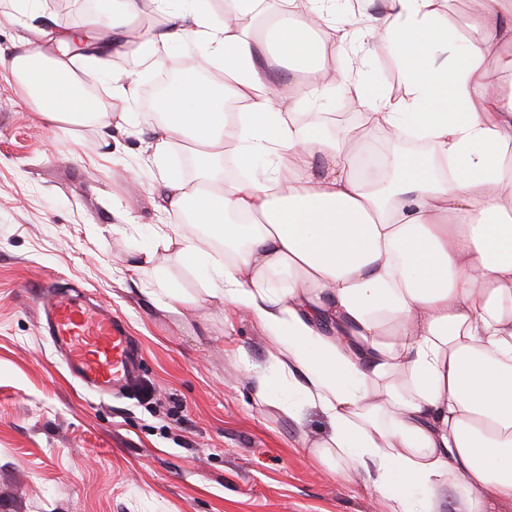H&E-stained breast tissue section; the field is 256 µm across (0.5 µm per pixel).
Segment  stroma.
I'll list each match as a JSON object with an SVG mask.
<instances>
[{
  "instance_id": "1",
  "label": "stroma",
  "mask_w": 512,
  "mask_h": 512,
  "mask_svg": "<svg viewBox=\"0 0 512 512\" xmlns=\"http://www.w3.org/2000/svg\"><path fill=\"white\" fill-rule=\"evenodd\" d=\"M82 0H0V50L50 47L83 30ZM364 77L401 95L386 47L355 41ZM150 125L50 123L0 77V512H386L354 469L338 475L308 449L327 424L263 403L269 344L249 319L225 318L176 260L170 281L192 297L156 307L126 257L176 223L165 210ZM77 289L121 316L143 352L127 391L102 396L68 374L41 336L38 283ZM148 387L150 398L139 395Z\"/></svg>"
}]
</instances>
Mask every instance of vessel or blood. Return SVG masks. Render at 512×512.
<instances>
[{
    "instance_id": "vessel-or-blood-1",
    "label": "vessel or blood",
    "mask_w": 512,
    "mask_h": 512,
    "mask_svg": "<svg viewBox=\"0 0 512 512\" xmlns=\"http://www.w3.org/2000/svg\"><path fill=\"white\" fill-rule=\"evenodd\" d=\"M40 331L60 351L71 375L88 389L109 395L135 378L140 353L125 324L102 306L43 290L37 301Z\"/></svg>"
}]
</instances>
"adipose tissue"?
Instances as JSON below:
<instances>
[{"mask_svg": "<svg viewBox=\"0 0 512 512\" xmlns=\"http://www.w3.org/2000/svg\"><path fill=\"white\" fill-rule=\"evenodd\" d=\"M151 2L165 26L142 27L141 0H100L85 29H108L113 55L156 69L159 47H204L157 103L159 184L188 218L161 239L225 315L266 337L278 385L258 378L261 400L293 418L318 410L329 429L314 457L354 465L389 512L512 506V86L486 80L512 79V0H477L467 40L438 0H385L366 35L403 67L397 99L354 67L328 69L349 37L338 0H224L220 20L208 0ZM71 43L20 42L0 69L44 120L129 121L135 80L113 74L103 109ZM209 67L220 80L199 78ZM338 82L367 108V133L333 135L309 112ZM380 131L430 150L378 155ZM177 139L198 147L195 182L167 166ZM228 149L242 178L224 176ZM137 268L159 308L189 303L156 253Z\"/></svg>", "mask_w": 512, "mask_h": 512, "instance_id": "1", "label": "adipose tissue"}]
</instances>
